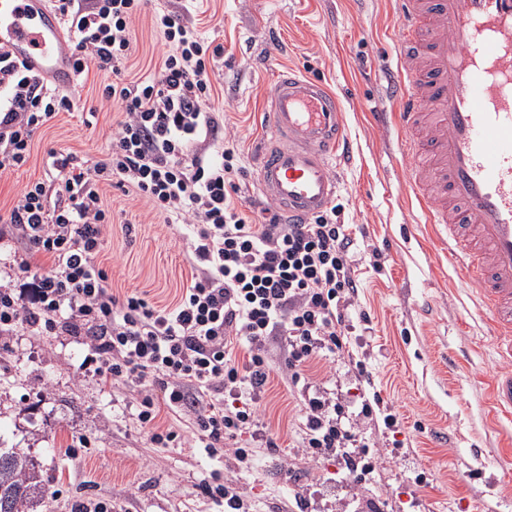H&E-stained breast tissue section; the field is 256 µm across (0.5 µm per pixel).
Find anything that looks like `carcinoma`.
Listing matches in <instances>:
<instances>
[{"label": "carcinoma", "instance_id": "1", "mask_svg": "<svg viewBox=\"0 0 512 512\" xmlns=\"http://www.w3.org/2000/svg\"><path fill=\"white\" fill-rule=\"evenodd\" d=\"M42 480L33 460L19 449L0 451V512H34Z\"/></svg>", "mask_w": 512, "mask_h": 512}]
</instances>
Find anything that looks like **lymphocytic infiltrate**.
Masks as SVG:
<instances>
[{
    "label": "lymphocytic infiltrate",
    "mask_w": 512,
    "mask_h": 512,
    "mask_svg": "<svg viewBox=\"0 0 512 512\" xmlns=\"http://www.w3.org/2000/svg\"><path fill=\"white\" fill-rule=\"evenodd\" d=\"M149 0H52L76 38L79 75L110 73L104 101L124 118L106 158L88 163L49 150V177L26 183L0 223L20 231L29 255L17 264L20 288H0V327L43 325L82 337L88 365L103 385L121 381L137 393V419L159 448L178 436L158 424L161 409L189 410L209 454L248 459L255 444L275 447L259 411L274 370L290 376L301 396L302 446L313 457L346 456L345 480L369 471L366 443L344 409L312 380L348 334L345 309L357 293L349 227L335 208L304 224L284 223L261 207L239 208L237 147L220 142L212 103L221 85L210 47L195 22L177 11H148ZM150 13L167 46L153 72L132 80L126 63L133 22ZM67 95L23 63L0 53V174L29 160L36 135L62 112ZM133 189L165 223L189 230L187 260L195 274L176 304L158 308L131 294L117 298L99 267L112 221L102 183ZM47 255L49 269L29 256ZM285 351L274 366L271 344ZM245 357H238L237 349Z\"/></svg>",
    "instance_id": "1"
}]
</instances>
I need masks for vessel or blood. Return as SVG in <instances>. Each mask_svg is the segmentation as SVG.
<instances>
[{
	"label": "vessel or blood",
	"instance_id": "1",
	"mask_svg": "<svg viewBox=\"0 0 512 512\" xmlns=\"http://www.w3.org/2000/svg\"><path fill=\"white\" fill-rule=\"evenodd\" d=\"M394 57L383 69L413 165L409 199L429 235L476 288L495 354L512 364V0H393ZM71 42L50 0H0V49L74 88ZM258 183L289 222L337 192L331 157L348 158L338 96L292 68L270 87ZM493 422L512 419V368L487 385Z\"/></svg>",
	"mask_w": 512,
	"mask_h": 512
}]
</instances>
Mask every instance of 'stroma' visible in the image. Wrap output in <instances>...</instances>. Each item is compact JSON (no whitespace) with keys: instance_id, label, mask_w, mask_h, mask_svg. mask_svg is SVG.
I'll use <instances>...</instances> for the list:
<instances>
[{"instance_id":"obj_1","label":"stroma","mask_w":512,"mask_h":512,"mask_svg":"<svg viewBox=\"0 0 512 512\" xmlns=\"http://www.w3.org/2000/svg\"><path fill=\"white\" fill-rule=\"evenodd\" d=\"M187 12L223 49L216 104L221 137L235 141L234 178L243 209L268 206L258 185L264 111L278 71L295 67L329 86L342 105L355 154L337 168L336 221L353 240L358 294L346 318L353 330L319 383L357 414L379 397L359 431L374 469L344 482L338 458L312 460L301 447L296 391L274 377L260 421L276 448L254 449L240 487L257 512H512V462L502 452L512 422L488 418L483 388L499 370L473 289L424 240L407 201L397 131L368 115L390 111L381 69L391 46L390 0H154ZM107 73L81 78L74 95L94 118L63 112L41 132L20 170L0 177V208L25 183L44 179L49 150L105 158L117 109L99 107ZM112 229L97 257L114 295L140 294L170 305L194 271L180 228L163 223L128 190L104 186ZM76 336L26 325L0 333V446L35 462L45 496L39 512H70L76 498L111 501L115 512H220L197 491L212 473L234 474L232 459L204 449L159 448L137 419V395L105 386L83 368ZM460 364L448 366L449 355ZM395 415L397 429L384 424Z\"/></svg>"}]
</instances>
